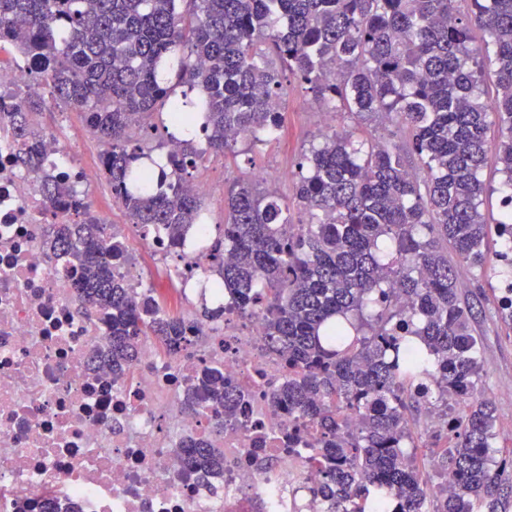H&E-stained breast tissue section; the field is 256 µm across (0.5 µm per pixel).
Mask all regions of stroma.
<instances>
[{"mask_svg": "<svg viewBox=\"0 0 512 512\" xmlns=\"http://www.w3.org/2000/svg\"><path fill=\"white\" fill-rule=\"evenodd\" d=\"M322 113L312 94L293 88L275 141L255 148L238 142L236 155L214 158L199 167L198 179L211 187L209 195L202 199L208 223H223L224 200L229 189L235 183L250 180L257 171L280 176V194L291 196V175L305 150L322 141L329 128L340 130L351 124L349 118L338 116L333 125H325ZM35 125L41 133L55 135L71 146L74 163L101 166V145L90 136L79 112L51 105L37 115ZM456 272L464 292L478 297L482 303L483 312L474 322L473 331L479 343L483 390L496 409L497 443L501 448L512 449V327L499 316L498 294L481 276L479 268L460 262Z\"/></svg>", "mask_w": 512, "mask_h": 512, "instance_id": "obj_1", "label": "stroma"}]
</instances>
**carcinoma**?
<instances>
[{"instance_id": "cac0c4a2", "label": "carcinoma", "mask_w": 512, "mask_h": 512, "mask_svg": "<svg viewBox=\"0 0 512 512\" xmlns=\"http://www.w3.org/2000/svg\"><path fill=\"white\" fill-rule=\"evenodd\" d=\"M2 42L51 87L53 104L79 111L107 145L103 174L131 223L158 226L179 246L205 223L185 183L240 140L276 138L286 76L327 111L356 118L298 163L293 198L306 223H293L288 198L239 183L228 192L224 243L203 248L195 266L215 274L227 307L261 310L263 340L288 368L271 403L297 417V441L316 428L308 447L336 485L329 512H347L356 496L385 512H500L512 456L494 446L475 305L446 245L490 267L479 178L490 153L501 203H512V0H0ZM172 70L187 92L166 113L159 147L182 149L153 172L143 163L154 156L131 132L157 130ZM45 106L26 92L11 113L17 162L31 172L41 164L33 116ZM376 117L400 140L376 135ZM39 190L78 217L55 226L50 247L78 262L73 288L106 326L103 364L124 372L149 337L170 353L191 345L185 317L114 273L123 243L80 205L82 192L51 176ZM246 397L206 367L185 407L201 398L232 418ZM432 398L448 447L420 455L407 411ZM183 455L189 473L224 467L221 448L194 442ZM432 468L451 481L434 482Z\"/></svg>"}]
</instances>
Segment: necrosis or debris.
I'll list each match as a JSON object with an SVG mask.
<instances>
[{
    "instance_id": "obj_1",
    "label": "necrosis or debris",
    "mask_w": 512,
    "mask_h": 512,
    "mask_svg": "<svg viewBox=\"0 0 512 512\" xmlns=\"http://www.w3.org/2000/svg\"><path fill=\"white\" fill-rule=\"evenodd\" d=\"M30 73L0 71V512L45 497L75 512H327L311 493L323 473L309 449H291L296 424L267 399L287 369L267 349L259 315L244 326L231 313L192 323L193 344L176 355L145 339L123 376L95 363L103 332L72 295L78 269L45 249L67 211L16 163L12 92ZM40 150L43 171L91 179L60 140L45 137ZM206 366L250 391L220 431L215 410L184 406ZM199 440L223 449L224 468L188 479L181 446Z\"/></svg>"
}]
</instances>
